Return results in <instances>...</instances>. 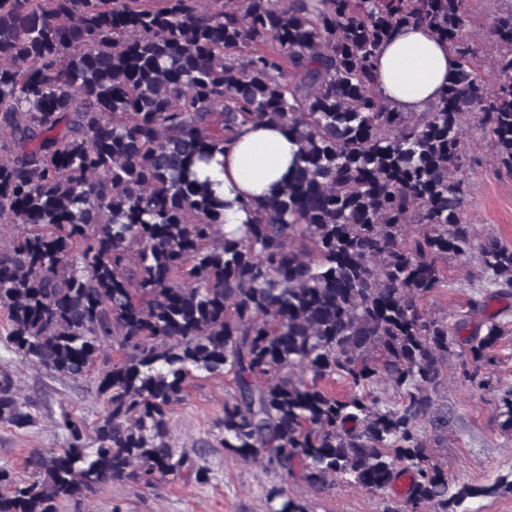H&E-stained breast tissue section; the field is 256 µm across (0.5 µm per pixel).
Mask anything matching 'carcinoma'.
Here are the masks:
<instances>
[{"instance_id":"obj_1","label":"carcinoma","mask_w":512,"mask_h":512,"mask_svg":"<svg viewBox=\"0 0 512 512\" xmlns=\"http://www.w3.org/2000/svg\"><path fill=\"white\" fill-rule=\"evenodd\" d=\"M466 22L463 0H0V224L19 229L0 311L20 360L95 375L105 403L92 425L60 413L68 447L29 457L33 479L0 468V512H59L115 481L205 482L167 442L194 370L227 380L224 450L314 491L409 474L384 512L512 492V472L448 481L426 432L448 358L490 365L505 334L489 316L459 352L466 319L425 310L448 257L476 260L492 289L472 314L512 288V247L470 224L462 162L472 119L512 174V10L492 30L494 88ZM403 24L457 60L425 112L377 89V51ZM250 122L288 128L299 162L239 234L202 171ZM106 348L120 358L98 368ZM32 410L1 373L0 424ZM266 503L308 512L275 485Z\"/></svg>"}]
</instances>
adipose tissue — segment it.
<instances>
[{
  "instance_id": "ef3b65f1",
  "label": "adipose tissue",
  "mask_w": 512,
  "mask_h": 512,
  "mask_svg": "<svg viewBox=\"0 0 512 512\" xmlns=\"http://www.w3.org/2000/svg\"><path fill=\"white\" fill-rule=\"evenodd\" d=\"M456 61L447 45L428 28L403 25L377 51L376 81L380 94L400 112H421L447 86ZM298 145L287 128L246 124L224 150L219 193L230 223L251 218L245 202L262 200L293 172Z\"/></svg>"
}]
</instances>
